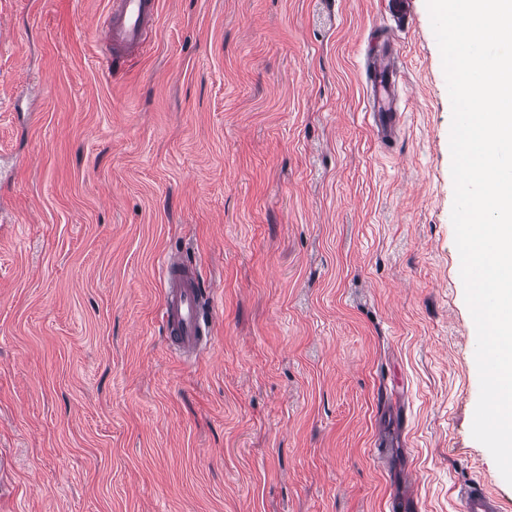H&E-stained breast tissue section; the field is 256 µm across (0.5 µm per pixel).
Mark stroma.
<instances>
[{"mask_svg":"<svg viewBox=\"0 0 512 512\" xmlns=\"http://www.w3.org/2000/svg\"><path fill=\"white\" fill-rule=\"evenodd\" d=\"M0 0V512H460L476 329L426 0ZM400 77L388 141L366 49ZM218 296L167 347L160 258ZM158 0H111L107 14L109 42L99 64L111 72L112 64L140 53L146 34L158 17Z\"/></svg>","mask_w":512,"mask_h":512,"instance_id":"1","label":"stroma"}]
</instances>
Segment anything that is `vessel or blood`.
Listing matches in <instances>:
<instances>
[{
    "instance_id": "1",
    "label": "vessel or blood",
    "mask_w": 512,
    "mask_h": 512,
    "mask_svg": "<svg viewBox=\"0 0 512 512\" xmlns=\"http://www.w3.org/2000/svg\"><path fill=\"white\" fill-rule=\"evenodd\" d=\"M159 0H111L107 14L109 42L100 56L103 70L143 49L148 30L154 28ZM367 78L374 93L391 92L397 85V71L386 46H379L367 64ZM164 287L160 316L168 345L182 357L190 358L210 349L216 318L215 294L204 288L194 265L162 259ZM463 512H502V503L484 486L462 496Z\"/></svg>"
}]
</instances>
